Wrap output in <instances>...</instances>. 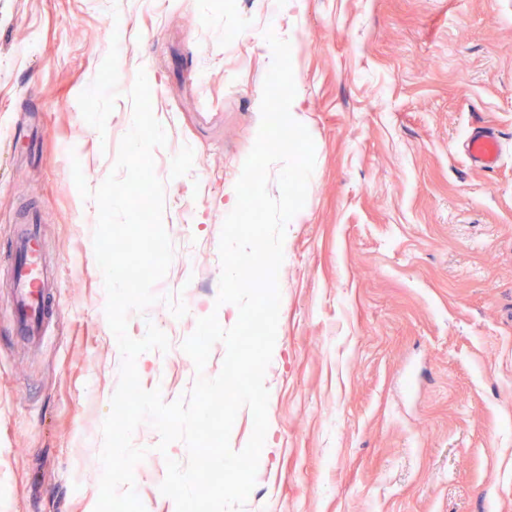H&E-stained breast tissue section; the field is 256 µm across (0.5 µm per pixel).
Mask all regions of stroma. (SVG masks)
<instances>
[{
    "mask_svg": "<svg viewBox=\"0 0 512 512\" xmlns=\"http://www.w3.org/2000/svg\"><path fill=\"white\" fill-rule=\"evenodd\" d=\"M289 42L290 113L315 143L297 223L286 227L269 427L241 512H512V0H0V512H94L102 423L121 355L105 314L90 189L109 175L145 71L167 134L154 149L174 257L142 353L164 401L216 376L182 344L223 328L219 242L256 140V99ZM498 134V167L462 143ZM56 268L53 318L17 333L12 249L26 210ZM187 307L174 317L168 299ZM159 433L134 469L146 512H176ZM468 161L486 171L494 170L500 161L502 144L489 128L474 127L463 142Z\"/></svg>",
    "mask_w": 512,
    "mask_h": 512,
    "instance_id": "stroma-1",
    "label": "stroma"
}]
</instances>
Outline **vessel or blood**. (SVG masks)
<instances>
[{
	"instance_id": "obj_1",
	"label": "vessel or blood",
	"mask_w": 512,
	"mask_h": 512,
	"mask_svg": "<svg viewBox=\"0 0 512 512\" xmlns=\"http://www.w3.org/2000/svg\"><path fill=\"white\" fill-rule=\"evenodd\" d=\"M463 148L471 164L487 171L497 167L502 154L499 136L485 127L473 128ZM12 268L15 321L21 334L38 332L50 316L51 303L47 295V266L33 239L16 242Z\"/></svg>"
}]
</instances>
